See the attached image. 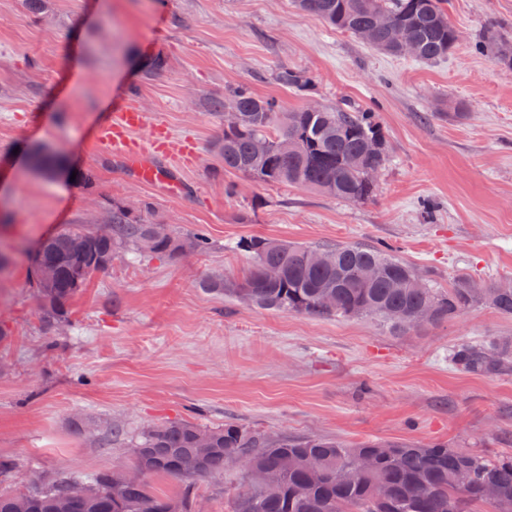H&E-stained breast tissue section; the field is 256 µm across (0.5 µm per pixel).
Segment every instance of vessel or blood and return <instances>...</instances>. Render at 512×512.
Returning <instances> with one entry per match:
<instances>
[{"label": "vessel or blood", "mask_w": 512, "mask_h": 512, "mask_svg": "<svg viewBox=\"0 0 512 512\" xmlns=\"http://www.w3.org/2000/svg\"><path fill=\"white\" fill-rule=\"evenodd\" d=\"M146 117L133 107H126L111 124L103 126L97 133L99 142L110 144L114 155L120 157L140 179L148 184L165 185L170 194H178L180 182L169 168L158 165L157 157L175 159L177 156L193 152L192 143H177L163 126L153 127L148 142L133 139L135 130L144 126Z\"/></svg>", "instance_id": "obj_1"}]
</instances>
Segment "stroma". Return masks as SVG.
<instances>
[{
    "label": "stroma",
    "mask_w": 512,
    "mask_h": 512,
    "mask_svg": "<svg viewBox=\"0 0 512 512\" xmlns=\"http://www.w3.org/2000/svg\"><path fill=\"white\" fill-rule=\"evenodd\" d=\"M448 17L458 41L425 63L373 49L295 0H0V252L11 258L0 271V491L130 462L135 434L181 419L512 454V371L482 376L449 360L457 344L512 338V317L478 306L397 333L201 286L242 278L252 258L235 243L247 236L386 247L442 289L460 273L512 279V67L478 43L491 26L512 37V0H448ZM288 69L306 92L280 82ZM237 86L287 112L314 99L375 113L390 151L373 197L225 173L214 149L224 117L211 103ZM128 105L195 142L170 164L179 196L95 141ZM42 148L62 160L53 175L31 167ZM77 170L91 183L73 181ZM116 202L177 235L204 234L206 250L114 255L67 319L47 324L34 251L63 225L107 222Z\"/></svg>",
    "instance_id": "stroma-1"
}]
</instances>
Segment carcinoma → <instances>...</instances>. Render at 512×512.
Instances as JSON below:
<instances>
[{
    "label": "carcinoma",
    "instance_id": "obj_1",
    "mask_svg": "<svg viewBox=\"0 0 512 512\" xmlns=\"http://www.w3.org/2000/svg\"><path fill=\"white\" fill-rule=\"evenodd\" d=\"M448 0H296L297 7L328 26L348 32L372 47L398 55L392 30L375 24L378 12L414 42L415 57L436 61L448 55L458 35L448 19ZM495 43L496 59L512 66V43L492 29L483 43ZM232 103L241 114L236 127L224 128L215 149L224 157V171L269 185L302 186L342 200L373 196L371 170L384 168L388 141L370 112L324 106L281 112L276 100L246 86L231 90L213 107ZM291 143L283 148V142ZM378 144V149L371 147ZM32 166L50 174L61 166L54 154L36 152ZM112 238L94 237L84 224H66L47 238L32 258V277L48 320L67 318L71 302L95 273L91 260L121 251L137 256L171 257L202 251L199 233L180 238L159 234L125 205L112 206ZM77 238L88 242L86 254L74 252ZM236 248L252 256L243 278H212L202 287L252 306L317 319L370 317L389 312L398 320L389 326L404 331L426 315L429 325L454 321L477 305L512 317V285L494 280L476 287L460 274L445 291L430 283L413 287L421 277L407 263L365 244L301 246L265 237H250ZM317 254L333 261L320 264ZM54 272L50 283L37 278L39 268ZM364 267L376 271L369 282L358 280ZM453 365L470 373L494 376L512 369V339L490 345L463 343L451 354ZM209 436L200 448L197 436ZM134 466L148 476L165 475L184 486L180 498L154 493L148 480L115 481L110 470L81 478L63 476L23 494H0V512H191L195 486L229 470L241 473L240 487L224 493L225 512H512V456L493 459L436 444L368 440L351 444L327 438L272 436L264 431L226 424L208 428L174 421L142 430L133 440ZM199 471L178 472L189 461ZM80 484L87 498L63 510L71 485Z\"/></svg>",
    "mask_w": 512,
    "mask_h": 512
}]
</instances>
